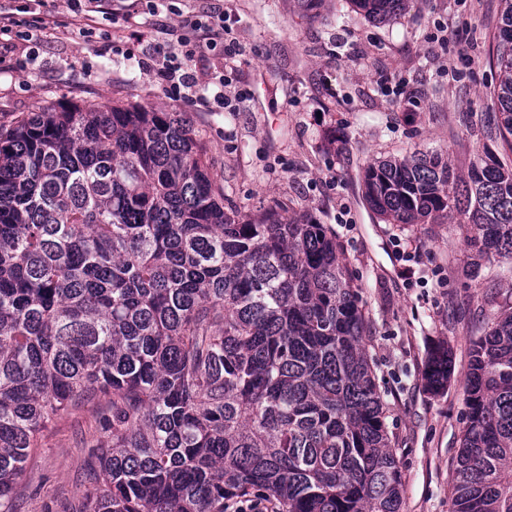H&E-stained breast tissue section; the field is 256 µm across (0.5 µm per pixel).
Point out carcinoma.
Listing matches in <instances>:
<instances>
[{
	"instance_id": "1",
	"label": "carcinoma",
	"mask_w": 512,
	"mask_h": 512,
	"mask_svg": "<svg viewBox=\"0 0 512 512\" xmlns=\"http://www.w3.org/2000/svg\"><path fill=\"white\" fill-rule=\"evenodd\" d=\"M389 21L408 0H351ZM493 135L512 152V0ZM389 224L469 226L473 272L512 274V164L458 178L440 152L366 168ZM365 319L323 224L224 210L180 112L44 107L0 131V512L47 424L101 393L82 512H400V463ZM448 347L429 355L438 393ZM452 512H512V311L473 341Z\"/></svg>"
}]
</instances>
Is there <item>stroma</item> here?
I'll use <instances>...</instances> for the list:
<instances>
[{
  "label": "stroma",
  "mask_w": 512,
  "mask_h": 512,
  "mask_svg": "<svg viewBox=\"0 0 512 512\" xmlns=\"http://www.w3.org/2000/svg\"><path fill=\"white\" fill-rule=\"evenodd\" d=\"M105 20L81 34L67 0L45 24L9 36L25 70H0V127L45 106L87 108L115 100L182 112L198 130L226 208L258 215L275 207L330 228L342 248L366 320L365 343L400 462V512H451L464 427L463 378L472 341L512 307V279L495 264L469 272L465 225L387 224L365 196V169L379 160L438 151L468 177L476 160L501 156L489 137L498 83L502 0H411L389 22L351 0H160L136 12L103 0ZM223 16L224 39L241 55L201 46L195 80L172 99L158 73L177 53L168 28ZM228 83L216 84L219 76ZM234 110L203 106L216 92ZM417 251L408 269L402 254ZM447 344L454 375L431 393L425 361ZM97 396L41 433L15 490V512H80L104 442Z\"/></svg>",
  "instance_id": "obj_1"
}]
</instances>
